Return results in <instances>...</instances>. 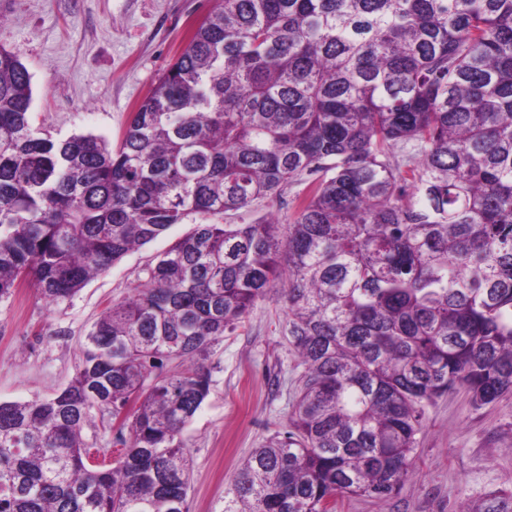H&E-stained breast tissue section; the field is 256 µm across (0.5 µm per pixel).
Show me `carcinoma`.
<instances>
[{
  "label": "carcinoma",
  "mask_w": 512,
  "mask_h": 512,
  "mask_svg": "<svg viewBox=\"0 0 512 512\" xmlns=\"http://www.w3.org/2000/svg\"><path fill=\"white\" fill-rule=\"evenodd\" d=\"M31 104L0 48V300L30 280L58 303L190 213L319 180L287 224L195 225L92 326L66 388L0 402V512H189L206 361L283 281L291 431L222 512L388 499L427 404L512 393V0H218L116 147L54 138ZM409 143L420 160L392 161ZM96 412L118 424L110 467L82 439Z\"/></svg>",
  "instance_id": "cac0c4a2"
}]
</instances>
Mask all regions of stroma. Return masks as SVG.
<instances>
[{
	"instance_id": "stroma-1",
	"label": "stroma",
	"mask_w": 512,
	"mask_h": 512,
	"mask_svg": "<svg viewBox=\"0 0 512 512\" xmlns=\"http://www.w3.org/2000/svg\"><path fill=\"white\" fill-rule=\"evenodd\" d=\"M217 0H0V47L32 77L34 127L57 139L94 134L118 144L137 104L183 51L192 23ZM309 176L278 196L225 212L226 224L293 219ZM205 216L181 224L90 279L70 299L47 304L33 284L0 300V402L46 397L65 388L85 337L122 301L148 262ZM281 292L258 301L209 360L210 393L182 438L190 450V512H221L238 465L267 438L289 431L304 373L285 339ZM416 472L400 494L375 500L340 497L335 512H459L492 491L512 492V395L474 405L456 389L425 407L413 457Z\"/></svg>"
}]
</instances>
